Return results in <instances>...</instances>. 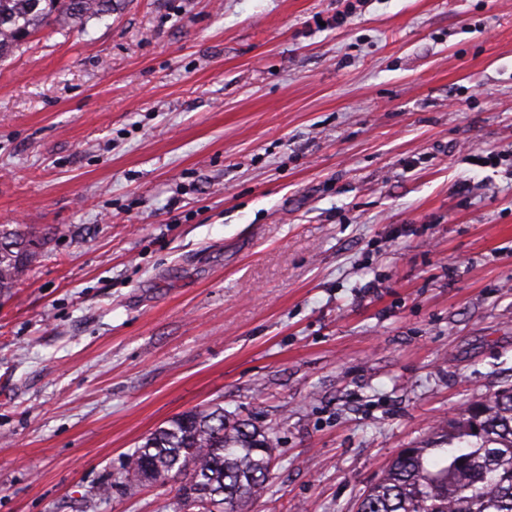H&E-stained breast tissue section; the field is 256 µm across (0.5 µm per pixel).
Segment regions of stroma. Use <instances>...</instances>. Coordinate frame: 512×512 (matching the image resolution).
I'll use <instances>...</instances> for the list:
<instances>
[{
	"instance_id": "1",
	"label": "stroma",
	"mask_w": 512,
	"mask_h": 512,
	"mask_svg": "<svg viewBox=\"0 0 512 512\" xmlns=\"http://www.w3.org/2000/svg\"><path fill=\"white\" fill-rule=\"evenodd\" d=\"M0 224L48 233L0 296V512H174L117 478L214 404L277 431L253 512H356L512 386V0L44 27L0 60Z\"/></svg>"
}]
</instances>
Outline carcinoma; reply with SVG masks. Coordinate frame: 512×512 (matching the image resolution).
<instances>
[{
    "label": "carcinoma",
    "mask_w": 512,
    "mask_h": 512,
    "mask_svg": "<svg viewBox=\"0 0 512 512\" xmlns=\"http://www.w3.org/2000/svg\"><path fill=\"white\" fill-rule=\"evenodd\" d=\"M112 0H0V58L51 21L81 26ZM44 244L0 225V293L26 275ZM275 430L230 425L221 407L185 412L127 454L121 483L181 478L180 503L197 512H247L269 487ZM357 512H512V388L464 408L434 444L405 448L362 494Z\"/></svg>",
    "instance_id": "carcinoma-1"
}]
</instances>
